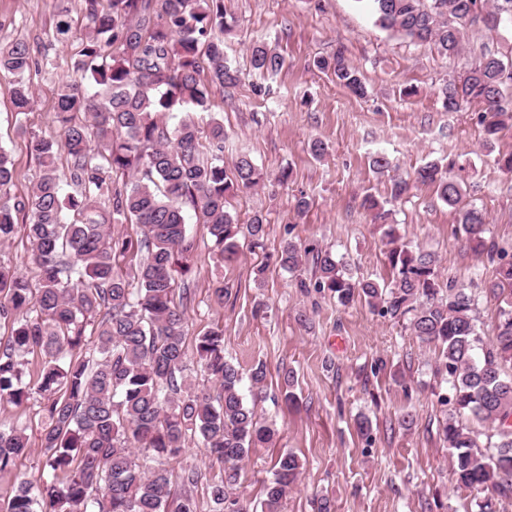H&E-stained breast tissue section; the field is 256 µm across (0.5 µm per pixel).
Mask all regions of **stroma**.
Listing matches in <instances>:
<instances>
[{"label": "stroma", "instance_id": "obj_1", "mask_svg": "<svg viewBox=\"0 0 512 512\" xmlns=\"http://www.w3.org/2000/svg\"><path fill=\"white\" fill-rule=\"evenodd\" d=\"M224 7L234 19L224 51L240 67L241 82L225 91L211 88L207 109L195 118L203 126L223 119L225 166L245 154L263 172V182L231 196L229 210L242 221L264 215L267 236L255 248L242 243L239 260L223 266L210 253L206 228L187 212L196 251L186 277L185 345L192 351L197 336L218 326L226 356L240 369L258 363L267 369V397L257 413L277 435L244 461L240 494L259 505L276 458L291 451L302 471L283 512H317L324 499L331 512H478L476 495L455 489L451 452L439 434L444 408L438 395L446 387L433 374L438 347L420 342L405 323L379 317L363 301L343 307L333 295L299 288V279L311 278V266L290 274L276 267L275 255L291 240L330 251L355 277L389 283L385 226L361 206L368 194L390 202V176L369 167L378 152L404 178L425 163L456 160L467 202L483 210L491 236L511 243L512 175L494 159L512 153V128L489 147L471 111H443L446 60L432 45L404 42L376 26L357 0H224ZM62 11L82 24L81 0H0V41L23 40L36 58L53 62L31 72L34 103L22 115L11 103L12 76L0 73V145L15 162L7 190L12 197L27 194L38 173L30 138L59 137L58 90L79 49L78 43L53 40ZM256 42L285 58L265 96L252 91L248 58ZM340 48L360 70L365 96L313 67L315 58ZM407 84L417 87L416 96H401ZM316 139L327 146L319 158L309 149ZM284 170L289 178L281 185L276 178ZM302 195L310 208L300 216L294 205ZM390 204V223L403 240L437 256L441 284L477 292L492 279L491 266L465 246L456 211L438 200L432 186H418ZM260 266L265 274L259 282ZM218 281L229 288L220 305L209 293ZM288 390L297 396L296 407L282 402ZM407 411L414 414L409 427L401 422ZM363 417L369 421L365 434L358 428ZM0 420L19 423L31 447L12 471L0 472L2 512L18 478L38 483L48 470L37 404L0 401Z\"/></svg>", "mask_w": 512, "mask_h": 512}]
</instances>
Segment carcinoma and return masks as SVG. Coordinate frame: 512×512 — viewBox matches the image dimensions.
Segmentation results:
<instances>
[{
	"instance_id": "obj_1",
	"label": "carcinoma",
	"mask_w": 512,
	"mask_h": 512,
	"mask_svg": "<svg viewBox=\"0 0 512 512\" xmlns=\"http://www.w3.org/2000/svg\"><path fill=\"white\" fill-rule=\"evenodd\" d=\"M376 23L413 44H432L444 58H461L466 30L512 29V0H370ZM84 26L76 30L57 15L54 38L81 40L70 58L80 79L62 83L56 122L59 139L31 137L39 176L30 193L0 200V243L24 224L41 277L27 278L0 266V321L11 325L0 340V400L27 402L18 356L38 352L37 390L45 427L41 452L52 478L39 485L21 479L6 512H196L195 467L176 473L190 441L223 465L211 486L214 512H248L236 496L240 464L251 449L273 441L276 430L262 423L244 389L262 392L266 367L244 374L224 354V330L196 339L204 382L186 374L185 312L176 302L178 276L189 271L195 242L183 212L188 204L206 226L217 259H237L240 240L259 246L267 222L261 214L241 223L227 209L233 189L251 188L260 173L247 156L224 166V124L208 131L192 113L205 109L209 86L200 80L208 63L210 83L231 88L239 70L224 55L230 25L224 0H83ZM265 43L253 45L252 91L284 66ZM314 65L332 73L362 97L361 72L343 51ZM38 62L20 40L0 43V72L15 77L14 107L30 108L29 82ZM512 63L487 47L465 74L448 77L441 89L446 112L473 110L484 142L492 145L512 127ZM182 117L168 128L166 117ZM66 155L69 181L57 160ZM427 163L414 180L391 179L397 202L417 184L432 185L440 201L459 213V232L470 250L495 266L483 295L497 303V334L486 344L473 316L480 295L438 281L437 258L413 250L394 225L385 235L392 279L387 285L355 279L347 265L326 252L293 241L276 258L296 273L312 261L314 276L300 287L329 292L347 307L362 299L380 316L408 321L412 334L439 348L436 373L449 387L440 398L449 413L441 434L451 448L456 488L491 490L512 497V249L487 236L485 213L464 202L466 184L454 172ZM15 177L10 154L0 147V191ZM71 192H64V187ZM107 197L110 209L101 207ZM135 224L136 237H113L110 224ZM139 255L131 274L118 260ZM95 326L96 357L82 355L85 331ZM488 423L496 441L479 443L467 422ZM29 441L24 428L0 421V472L12 469ZM292 452L278 456L260 512H281L283 499L301 473Z\"/></svg>"
}]
</instances>
